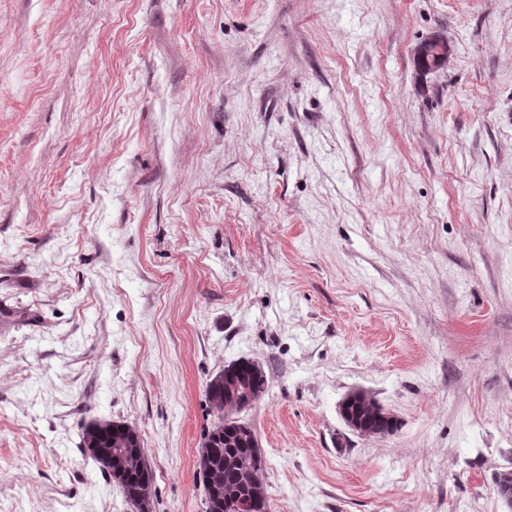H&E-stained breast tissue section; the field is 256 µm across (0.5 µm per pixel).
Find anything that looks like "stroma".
Returning a JSON list of instances; mask_svg holds the SVG:
<instances>
[{
  "label": "stroma",
  "instance_id": "obj_1",
  "mask_svg": "<svg viewBox=\"0 0 512 512\" xmlns=\"http://www.w3.org/2000/svg\"><path fill=\"white\" fill-rule=\"evenodd\" d=\"M240 358L268 512H511L512 0H0V512H205ZM378 402L368 397L358 398L349 406V414L358 420L364 427L378 434H390L399 427L398 420L393 417L386 419L382 417L377 408ZM344 398L339 401V411L345 419L349 428L362 436H370L371 433L357 421L350 419L343 412ZM83 447L137 512H152L153 473L135 428L122 422L91 421L83 432Z\"/></svg>",
  "mask_w": 512,
  "mask_h": 512
}]
</instances>
